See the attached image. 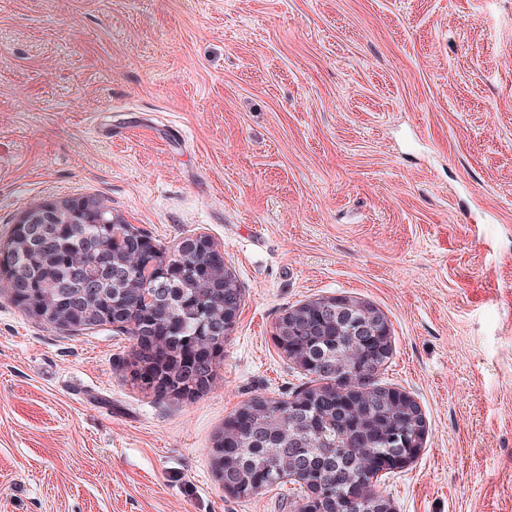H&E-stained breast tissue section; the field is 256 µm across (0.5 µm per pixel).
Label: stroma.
<instances>
[{
	"label": "stroma",
	"mask_w": 512,
	"mask_h": 512,
	"mask_svg": "<svg viewBox=\"0 0 512 512\" xmlns=\"http://www.w3.org/2000/svg\"><path fill=\"white\" fill-rule=\"evenodd\" d=\"M97 195L244 293L213 384L132 385L127 336L0 291V512H291L227 493L216 436L303 378L278 318L373 304L428 434L392 512H512V0H0V239Z\"/></svg>",
	"instance_id": "1"
}]
</instances>
